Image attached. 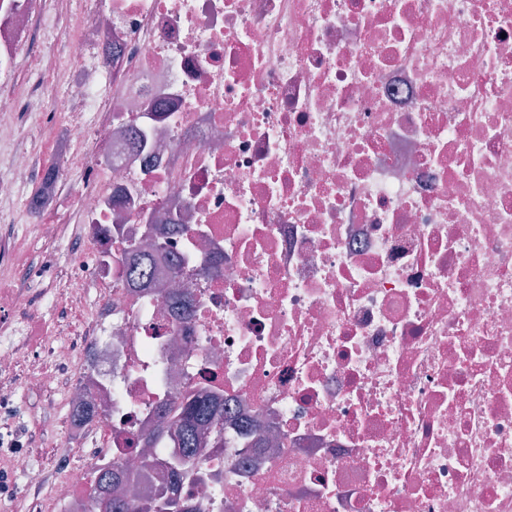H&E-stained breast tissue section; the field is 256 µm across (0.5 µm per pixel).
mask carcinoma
Returning <instances> with one entry per match:
<instances>
[{"mask_svg":"<svg viewBox=\"0 0 512 512\" xmlns=\"http://www.w3.org/2000/svg\"><path fill=\"white\" fill-rule=\"evenodd\" d=\"M151 242L139 246L131 244L124 250L125 260L131 263L128 278L139 286L149 277L147 249ZM161 423L153 431V438L167 437L177 444L178 451L171 455L147 458L138 475L115 464L99 469L97 479L86 499V512H182L171 486L161 487L158 493L150 494L143 502L112 494V490L133 478L147 479L155 468L164 469L171 480H178L189 473L198 463L203 449L200 434L206 427L217 429L216 445L224 444V414L214 399L194 400L174 413L159 414Z\"/></svg>","mask_w":512,"mask_h":512,"instance_id":"1","label":"carcinoma"}]
</instances>
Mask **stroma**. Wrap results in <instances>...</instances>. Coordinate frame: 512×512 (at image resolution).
Listing matches in <instances>:
<instances>
[{
	"label": "stroma",
	"instance_id": "1",
	"mask_svg": "<svg viewBox=\"0 0 512 512\" xmlns=\"http://www.w3.org/2000/svg\"><path fill=\"white\" fill-rule=\"evenodd\" d=\"M83 107V100L75 98L51 116L26 112L20 117L13 146L31 155L30 188H37L44 173L59 164L52 147L53 129L66 125ZM0 212L14 226L15 240L26 258L20 266L0 264V289L16 288L30 296L29 302L10 316L8 328H0V344L35 357L47 349L58 326L82 327L86 313L65 300L61 280L85 253L86 245L70 228L54 242L40 240L34 228L36 215L27 201L0 202ZM9 403L7 411H0V428L6 426L20 433L33 463L50 480L62 475L65 463L84 462L82 442L72 433L62 386L32 392L17 383L11 389Z\"/></svg>",
	"mask_w": 512,
	"mask_h": 512
}]
</instances>
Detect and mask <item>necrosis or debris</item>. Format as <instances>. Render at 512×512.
Segmentation results:
<instances>
[{"instance_id":"4bbe7bcc","label":"necrosis or debris","mask_w":512,"mask_h":512,"mask_svg":"<svg viewBox=\"0 0 512 512\" xmlns=\"http://www.w3.org/2000/svg\"><path fill=\"white\" fill-rule=\"evenodd\" d=\"M70 52L69 209L90 248L56 330L90 462L12 473L82 512L92 466L184 399L224 404L186 512H512V0H0V127L53 112ZM156 224L148 288L118 257ZM55 34V41L52 44L54 61H55V77L59 78L65 72L68 74L69 80L76 82L80 78V71H71L69 57V45L74 22L66 19L55 20L52 23Z\"/></svg>"}]
</instances>
